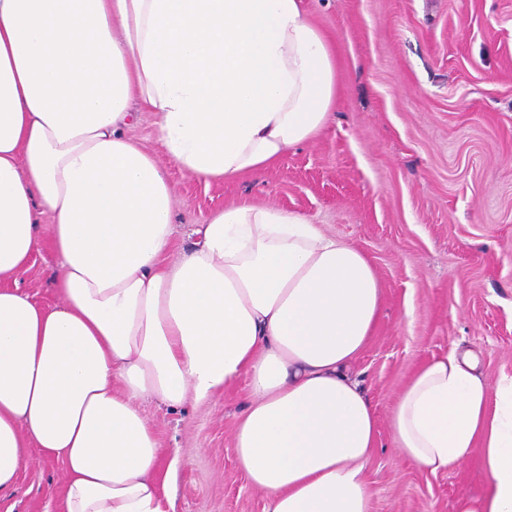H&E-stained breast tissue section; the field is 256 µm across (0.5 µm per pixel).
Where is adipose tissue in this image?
Instances as JSON below:
<instances>
[{
	"mask_svg": "<svg viewBox=\"0 0 512 512\" xmlns=\"http://www.w3.org/2000/svg\"><path fill=\"white\" fill-rule=\"evenodd\" d=\"M336 54L303 0H0V491L28 448L62 460L58 512H168L142 405L203 403L247 375L234 433L265 512H371L372 404L347 371L382 288L369 259L273 206L215 212L170 261L165 169L131 100L203 181L264 171L326 125ZM57 304L19 287L42 216ZM392 445L438 473L481 455L457 512H512V375L457 347L412 375Z\"/></svg>",
	"mask_w": 512,
	"mask_h": 512,
	"instance_id": "adipose-tissue-1",
	"label": "adipose tissue"
}]
</instances>
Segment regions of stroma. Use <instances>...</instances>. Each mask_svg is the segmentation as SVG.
<instances>
[{
  "label": "stroma",
  "instance_id": "obj_1",
  "mask_svg": "<svg viewBox=\"0 0 512 512\" xmlns=\"http://www.w3.org/2000/svg\"><path fill=\"white\" fill-rule=\"evenodd\" d=\"M336 50V99L312 141L260 173L203 182L169 160L152 112L126 134L163 163L173 189L171 258L217 210L272 205L351 242L383 288L382 312L348 370L377 415L365 474L371 512H456L489 482L480 456L432 474L401 457L390 409L417 367L472 350L489 383L512 374V0H304ZM58 260L42 241L24 291L56 303ZM247 376L211 400L145 405L161 448L184 461L171 512H264L233 437ZM66 466L29 451L0 512H56Z\"/></svg>",
  "mask_w": 512,
  "mask_h": 512
}]
</instances>
